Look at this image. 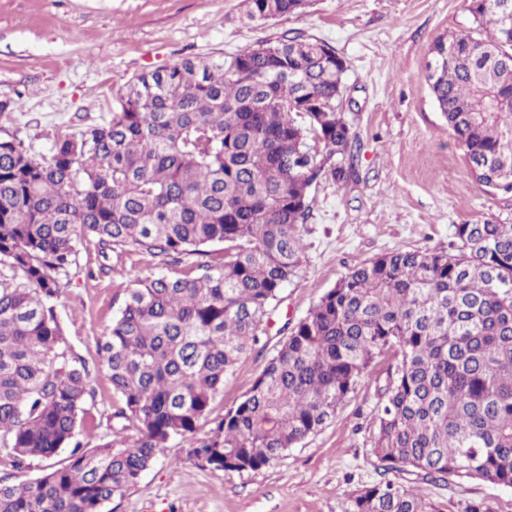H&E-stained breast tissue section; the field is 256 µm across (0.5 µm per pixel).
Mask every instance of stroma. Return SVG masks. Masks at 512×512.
I'll return each instance as SVG.
<instances>
[{
  "label": "stroma",
  "instance_id": "1",
  "mask_svg": "<svg viewBox=\"0 0 512 512\" xmlns=\"http://www.w3.org/2000/svg\"><path fill=\"white\" fill-rule=\"evenodd\" d=\"M247 0H0V136L48 155L55 138L109 120L127 80L188 57H216L288 31L333 45L348 62L343 115L356 136L357 175L311 188L304 259L257 331L191 443H169L136 486L103 512H342L345 498L380 481L371 445L390 359L357 380L335 415L279 460L252 471L202 466L190 447L208 439L252 386L282 339L352 268L394 250L456 252L455 227L512 224V196L472 177L427 82L439 36L474 26L468 0H317L265 26L241 21ZM95 243L80 246L56 311L74 356L89 369L99 338L126 297L127 273L160 271L136 254L99 272ZM390 480L420 489L437 512L481 501L512 512V488L480 479L429 482L410 471Z\"/></svg>",
  "mask_w": 512,
  "mask_h": 512
}]
</instances>
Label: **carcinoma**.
Segmentation results:
<instances>
[{
  "mask_svg": "<svg viewBox=\"0 0 512 512\" xmlns=\"http://www.w3.org/2000/svg\"><path fill=\"white\" fill-rule=\"evenodd\" d=\"M311 0H248V21ZM477 23L430 48L435 103L476 180L512 194V0H469ZM298 33L127 81L103 125L58 136L50 157L0 137V447L16 463L70 449L32 481L0 478V512H101L174 440L191 439L303 259L318 179L355 175L338 111L345 61ZM323 144L324 159L308 143ZM457 252L397 250L350 270L280 342L241 401L192 455L224 471L270 465L318 432L388 353L372 434L386 472L512 488V224H458ZM219 260L133 277L99 340V374L125 421L100 427L87 365L55 302L78 247ZM343 512H437L390 480Z\"/></svg>",
  "mask_w": 512,
  "mask_h": 512,
  "instance_id": "cac0c4a2",
  "label": "carcinoma"
}]
</instances>
